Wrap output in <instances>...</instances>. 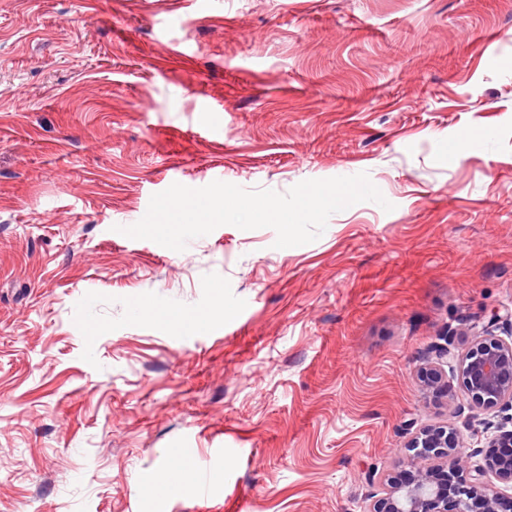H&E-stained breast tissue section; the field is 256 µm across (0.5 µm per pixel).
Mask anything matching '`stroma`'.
<instances>
[{
  "mask_svg": "<svg viewBox=\"0 0 512 512\" xmlns=\"http://www.w3.org/2000/svg\"><path fill=\"white\" fill-rule=\"evenodd\" d=\"M361 172L392 211L305 245L119 232L175 183ZM504 309L512 0H0V512H369L412 432L493 436L419 369Z\"/></svg>",
  "mask_w": 512,
  "mask_h": 512,
  "instance_id": "obj_1",
  "label": "stroma"
}]
</instances>
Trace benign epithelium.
<instances>
[{"label": "benign epithelium", "instance_id": "7a95c632", "mask_svg": "<svg viewBox=\"0 0 512 512\" xmlns=\"http://www.w3.org/2000/svg\"><path fill=\"white\" fill-rule=\"evenodd\" d=\"M512 326V311L491 313L483 330L472 336L469 348L456 349L457 330L450 329L432 344L430 364L421 371L424 388L434 394L446 390V371L457 373L470 399L457 405L467 422L473 409L512 410V333L495 334L498 325ZM512 416L497 427L486 446L475 450L483 464L469 468L462 455L465 438L445 427H428L413 433L408 443L413 454L398 478L387 479V489L375 500L371 512H512V494L492 485V480L512 486Z\"/></svg>", "mask_w": 512, "mask_h": 512}]
</instances>
